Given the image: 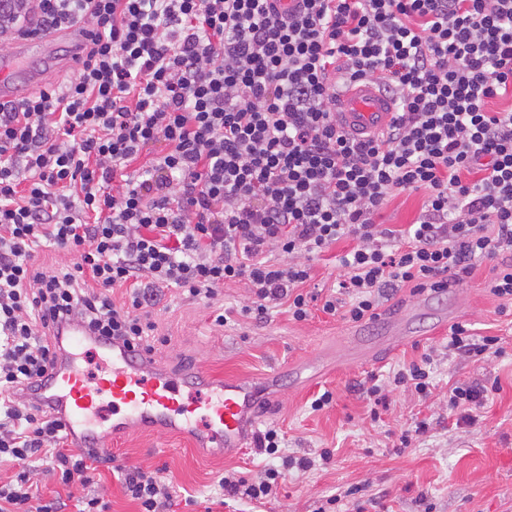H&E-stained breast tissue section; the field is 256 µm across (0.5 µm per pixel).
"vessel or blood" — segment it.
I'll use <instances>...</instances> for the list:
<instances>
[{
    "instance_id": "b4317fda",
    "label": "vessel or blood",
    "mask_w": 512,
    "mask_h": 512,
    "mask_svg": "<svg viewBox=\"0 0 512 512\" xmlns=\"http://www.w3.org/2000/svg\"><path fill=\"white\" fill-rule=\"evenodd\" d=\"M52 39L40 33L0 50V100L15 99L21 83L38 79L29 64L51 63ZM337 109L342 127L358 137L380 135L396 116L391 99L370 79L342 91ZM58 339L65 348L37 394L79 450L106 451L108 438L140 429L188 438L206 455H235L249 446L260 398L273 382L269 376L218 381L199 371L195 396L184 400L176 378L153 355L121 344L100 345L106 366L92 376L75 362L76 350L90 341L88 331L69 327L59 331Z\"/></svg>"
}]
</instances>
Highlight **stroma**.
I'll use <instances>...</instances> for the list:
<instances>
[{
	"instance_id": "stroma-1",
	"label": "stroma",
	"mask_w": 512,
	"mask_h": 512,
	"mask_svg": "<svg viewBox=\"0 0 512 512\" xmlns=\"http://www.w3.org/2000/svg\"><path fill=\"white\" fill-rule=\"evenodd\" d=\"M352 246L343 239L312 263L306 291L329 289L343 270L338 257ZM487 265H479L456 290L434 294L401 289L382 299L378 316L353 323L322 312L312 302L307 320H293L286 307L271 308L259 321L238 315L247 285L226 284L213 302L164 289L153 319L168 343L162 364L181 372L195 366L222 377L279 374L281 387L269 394L273 410L258 429L280 428V452L265 456L246 448L227 458L199 455L188 440L130 432L112 441L115 469H101L94 484L112 512H139L122 488L121 467L163 469L180 492L169 512H204L222 502L221 512H319L340 496L335 512H512V318L486 288ZM231 309L226 325L214 323L219 307ZM468 325L477 336H496L502 352L480 361L448 351L447 330L438 320ZM433 358L434 386L428 395L393 384L395 374L422 355ZM311 363L318 377L299 382L294 366ZM388 385L385 407L372 410L364 390L373 381ZM498 384L496 393L473 408L472 422H457L448 410L455 383ZM330 392L332 402L313 410L312 401ZM424 420L428 429L400 448V429ZM331 449L328 464L317 458ZM310 457L309 470L290 469L276 498L256 502L223 498L219 481L238 471L257 477L282 457Z\"/></svg>"
}]
</instances>
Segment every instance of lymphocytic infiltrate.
I'll return each mask as SVG.
<instances>
[{
    "instance_id": "lymphocytic-infiltrate-1",
    "label": "lymphocytic infiltrate",
    "mask_w": 512,
    "mask_h": 512,
    "mask_svg": "<svg viewBox=\"0 0 512 512\" xmlns=\"http://www.w3.org/2000/svg\"><path fill=\"white\" fill-rule=\"evenodd\" d=\"M0 1L18 35L86 32L74 77L0 102V463L16 467L0 512H66L43 500V472L86 486L73 512H110L88 487L111 455L67 447L32 398L55 327L151 352L160 289L211 300L237 281L251 291L242 316L284 304L304 321L310 261L343 238L356 245L326 314L370 320L386 292L439 293L483 262L490 293L512 302V109L489 107L512 95V0ZM368 77L397 112L358 138L336 100ZM420 190L407 229L376 224L391 194ZM40 247L74 260L37 264ZM498 342L448 331L449 352L477 360ZM312 465L287 457L220 484L260 501ZM123 486L139 512L172 498L156 470L129 469Z\"/></svg>"
}]
</instances>
